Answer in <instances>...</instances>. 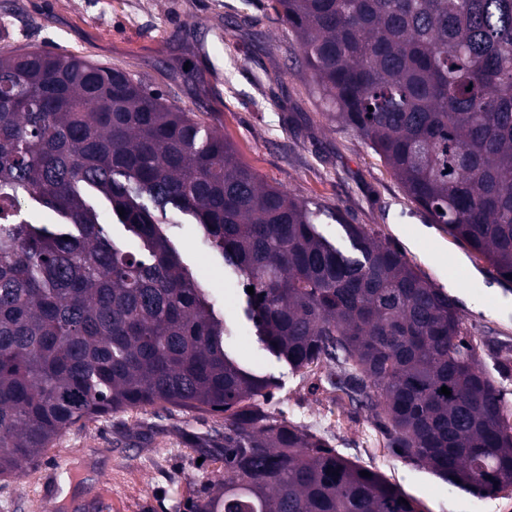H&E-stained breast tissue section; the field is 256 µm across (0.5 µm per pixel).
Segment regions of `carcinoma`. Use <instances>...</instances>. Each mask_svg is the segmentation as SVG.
Returning <instances> with one entry per match:
<instances>
[{"label":"carcinoma","instance_id":"obj_1","mask_svg":"<svg viewBox=\"0 0 512 512\" xmlns=\"http://www.w3.org/2000/svg\"><path fill=\"white\" fill-rule=\"evenodd\" d=\"M271 2L336 122L512 277V0ZM181 224L254 287L241 312L262 346L295 371L332 366L325 382L393 453L474 495L512 491V417L447 292L364 225L263 183L142 78L23 47L0 49V478L81 421L169 404L224 414V443L200 441L224 448V484L194 512H423L270 411Z\"/></svg>","mask_w":512,"mask_h":512}]
</instances>
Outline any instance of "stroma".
<instances>
[{"instance_id": "stroma-1", "label": "stroma", "mask_w": 512, "mask_h": 512, "mask_svg": "<svg viewBox=\"0 0 512 512\" xmlns=\"http://www.w3.org/2000/svg\"><path fill=\"white\" fill-rule=\"evenodd\" d=\"M269 0H0V46L33 45L72 53L144 76L151 89L204 115L232 143L263 183L337 209L447 289L478 343L484 369L512 412V289L454 240L406 195L380 157L328 116L309 77L295 67L298 45ZM192 80H184L183 71ZM428 225L427 236L414 234ZM182 251L220 311L228 307L226 277L200 249L191 227ZM452 252L464 279L449 285L440 261ZM231 345L272 382L270 409L358 465L380 474L421 503L424 512H512V491L481 498L457 489L395 455L370 412L355 410L323 388L317 366L300 372L257 343L238 323ZM224 416L154 406L130 408L65 431L37 465L0 479V512H191L224 481V461L198 441L223 432ZM80 473L68 481L53 467L55 451Z\"/></svg>"}]
</instances>
